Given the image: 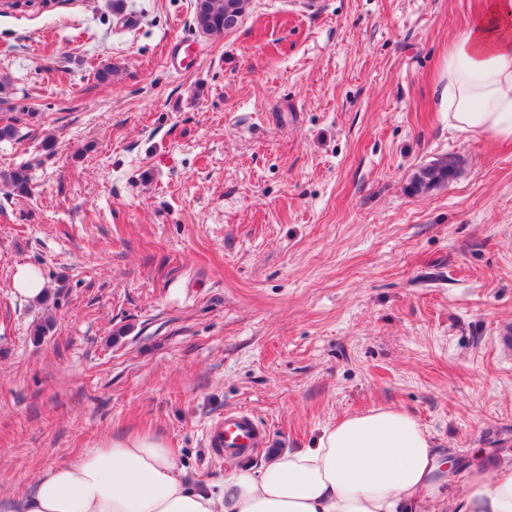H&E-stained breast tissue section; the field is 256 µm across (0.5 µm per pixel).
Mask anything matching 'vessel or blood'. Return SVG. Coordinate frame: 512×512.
Segmentation results:
<instances>
[{"instance_id":"b4317fda","label":"vessel or blood","mask_w":512,"mask_h":512,"mask_svg":"<svg viewBox=\"0 0 512 512\" xmlns=\"http://www.w3.org/2000/svg\"><path fill=\"white\" fill-rule=\"evenodd\" d=\"M267 443L265 429L243 410L225 413L211 425L208 433L210 453L219 460L228 456L250 461L253 449Z\"/></svg>"}]
</instances>
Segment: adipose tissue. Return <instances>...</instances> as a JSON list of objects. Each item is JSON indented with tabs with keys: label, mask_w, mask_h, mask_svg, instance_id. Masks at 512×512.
Listing matches in <instances>:
<instances>
[{
	"label": "adipose tissue",
	"mask_w": 512,
	"mask_h": 512,
	"mask_svg": "<svg viewBox=\"0 0 512 512\" xmlns=\"http://www.w3.org/2000/svg\"><path fill=\"white\" fill-rule=\"evenodd\" d=\"M440 101L465 140L512 141V0H484L448 45ZM437 448L408 413L377 407L325 427L312 447L233 470L216 490L192 487L170 448L149 435L103 441L40 472L0 512H512V465L472 468L459 499L433 479Z\"/></svg>",
	"instance_id": "adipose-tissue-1"
}]
</instances>
